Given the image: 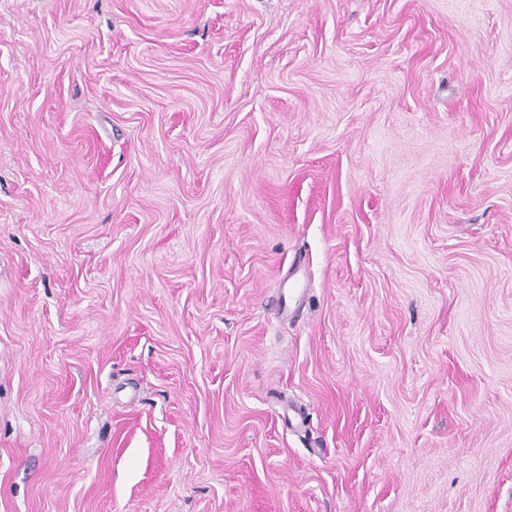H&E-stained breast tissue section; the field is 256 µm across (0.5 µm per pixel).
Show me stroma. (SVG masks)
Wrapping results in <instances>:
<instances>
[{"label": "stroma", "instance_id": "stroma-1", "mask_svg": "<svg viewBox=\"0 0 512 512\" xmlns=\"http://www.w3.org/2000/svg\"><path fill=\"white\" fill-rule=\"evenodd\" d=\"M0 512H512V0H0Z\"/></svg>", "mask_w": 512, "mask_h": 512}]
</instances>
